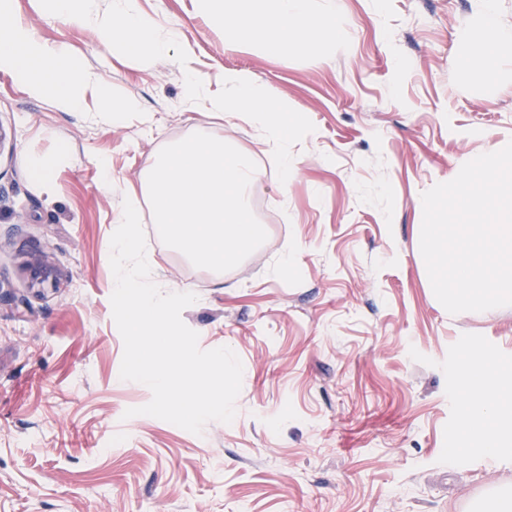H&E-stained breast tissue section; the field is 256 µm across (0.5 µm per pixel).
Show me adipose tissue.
<instances>
[{
    "label": "adipose tissue",
    "instance_id": "adipose-tissue-1",
    "mask_svg": "<svg viewBox=\"0 0 512 512\" xmlns=\"http://www.w3.org/2000/svg\"><path fill=\"white\" fill-rule=\"evenodd\" d=\"M201 4L215 30L260 38L275 52L303 50L311 55L317 54L325 41L335 39L340 11L338 0H331L319 14L311 11L310 0H201ZM483 6L485 37L461 45L458 51L469 70L491 68L497 52L512 48V31L498 27L493 0H483ZM107 36L118 53L134 66L149 63L165 50L168 42L167 37L160 35L156 21L141 10L139 0H112V23ZM0 72L13 75L32 97L52 96L55 106L62 111L83 108L78 90L93 84L90 74L71 61L64 47L41 42L1 5ZM224 83L235 94L211 100V111L243 116L256 124L267 140L278 144L280 172L282 177H289L296 169V161L287 152L284 136L287 102L272 105L265 91L245 71H225ZM459 378L463 388L472 394L473 402L461 410L458 430L464 437L482 435L487 452L495 453L498 429L512 425V415L497 412L507 378L496 370L494 351L471 345Z\"/></svg>",
    "mask_w": 512,
    "mask_h": 512
}]
</instances>
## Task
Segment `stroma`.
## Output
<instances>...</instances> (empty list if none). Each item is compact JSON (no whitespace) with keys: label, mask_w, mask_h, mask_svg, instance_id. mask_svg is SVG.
Here are the masks:
<instances>
[{"label":"stroma","mask_w":512,"mask_h":512,"mask_svg":"<svg viewBox=\"0 0 512 512\" xmlns=\"http://www.w3.org/2000/svg\"><path fill=\"white\" fill-rule=\"evenodd\" d=\"M342 2L336 43L317 57L214 32L199 0H140L174 38L134 69L98 27L111 0H87V27L12 0L98 87L62 112L0 73L13 143L0 154V512H482L512 495V436L493 459L463 447L456 420L469 395L454 374L473 341L512 370V306L449 314L418 232L423 192L512 141V51L494 74L464 79L457 51L483 34L479 0ZM228 69L287 98L288 184L255 124L210 112ZM191 72L205 86L193 101ZM101 88L139 111L98 116ZM195 132L249 155L248 198L274 210L266 242L222 273L161 241L141 189L160 149ZM60 142L70 158L47 191L25 160ZM127 199L157 284L197 296L182 319L200 348L226 346L242 362L231 423L196 435L124 416L152 398L120 377L110 303V239ZM38 256L56 273L43 288L28 268ZM458 445L460 463L448 458Z\"/></svg>","instance_id":"1"}]
</instances>
